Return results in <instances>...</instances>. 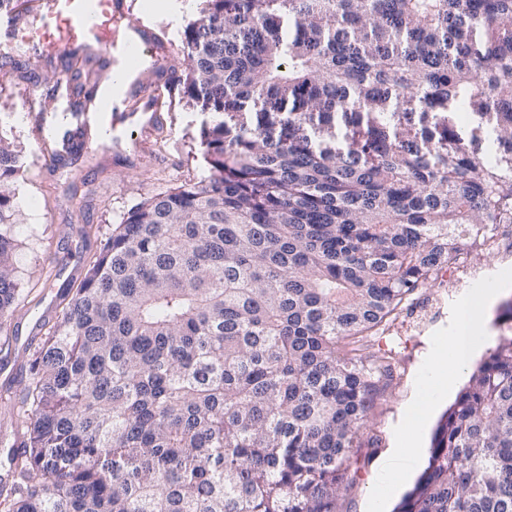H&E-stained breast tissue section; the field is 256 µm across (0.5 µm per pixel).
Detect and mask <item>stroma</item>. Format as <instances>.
I'll return each instance as SVG.
<instances>
[{"label":"stroma","instance_id":"1","mask_svg":"<svg viewBox=\"0 0 512 512\" xmlns=\"http://www.w3.org/2000/svg\"><path fill=\"white\" fill-rule=\"evenodd\" d=\"M197 15L192 5L176 21L165 14L142 16L145 25L171 42L167 65L181 77L188 72L185 35ZM67 68L79 69L84 79L94 77L91 67L78 66L72 55L63 53L20 69L0 66V134L24 152V173L14 203L22 205L28 198L38 205L37 213L23 212L21 224L13 228L19 243L15 266L20 291L7 329L0 333V390L16 393L23 388L26 364L41 334L56 321L54 313L71 269L83 266L102 247L130 207L207 173L198 135L209 115L185 96L180 85L162 109L164 125L156 155L116 162L108 154L82 153L50 163L54 147L36 143L21 104L30 96L36 111H54L60 102L56 74ZM469 269L470 276L441 277L421 289L387 333V343L399 353L400 368L371 411L367 433L377 438L379 447L352 467L345 501L348 512H370L387 474L403 467V460L391 450L407 437L409 410L433 393L434 361L447 349L449 337L456 335L468 299L493 282L500 292L483 312L487 344H494L500 333L503 310L512 303V254L472 255Z\"/></svg>","mask_w":512,"mask_h":512}]
</instances>
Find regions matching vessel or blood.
I'll use <instances>...</instances> for the list:
<instances>
[{
    "mask_svg": "<svg viewBox=\"0 0 512 512\" xmlns=\"http://www.w3.org/2000/svg\"><path fill=\"white\" fill-rule=\"evenodd\" d=\"M135 6L136 0H45L39 26H31L21 9L0 19V43L25 38L40 60L53 51L96 58L100 85L114 87L109 96L95 91L77 97L71 72L59 73L61 108L38 119L40 139L53 141L57 155L77 148L122 158L150 153L161 122V89L173 76L165 45L149 27L131 22Z\"/></svg>",
    "mask_w": 512,
    "mask_h": 512,
    "instance_id": "vessel-or-blood-1",
    "label": "vessel or blood"
}]
</instances>
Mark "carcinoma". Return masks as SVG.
<instances>
[{
    "instance_id": "1",
    "label": "carcinoma",
    "mask_w": 512,
    "mask_h": 512,
    "mask_svg": "<svg viewBox=\"0 0 512 512\" xmlns=\"http://www.w3.org/2000/svg\"><path fill=\"white\" fill-rule=\"evenodd\" d=\"M201 2L209 175L132 207L66 291L0 512H346L399 367L380 335L512 224V0ZM22 173L0 137V330ZM395 512H512V323Z\"/></svg>"
}]
</instances>
